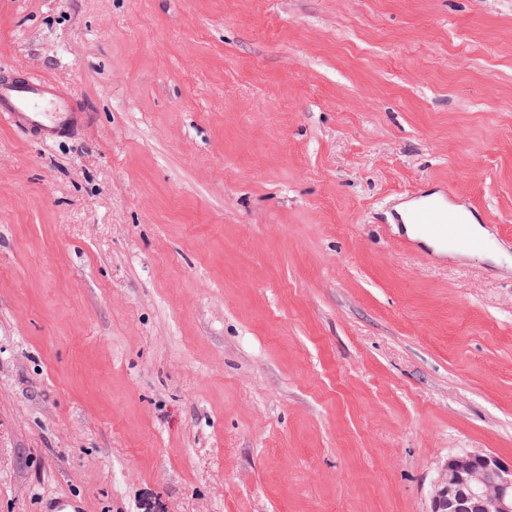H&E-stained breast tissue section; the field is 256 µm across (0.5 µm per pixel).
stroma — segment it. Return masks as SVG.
<instances>
[{
	"instance_id": "1",
	"label": "stroma",
	"mask_w": 512,
	"mask_h": 512,
	"mask_svg": "<svg viewBox=\"0 0 512 512\" xmlns=\"http://www.w3.org/2000/svg\"><path fill=\"white\" fill-rule=\"evenodd\" d=\"M0 512H428L512 459V0H0ZM430 183L488 250L430 262ZM66 95L55 94L53 86L42 81L0 77V119L12 126L37 132L47 141L77 126L82 112ZM386 224H411L420 235L433 242H448L467 248L480 256L487 247L485 240L473 235L472 225L483 222L482 211L472 203H462L444 185L422 188L409 198L388 209ZM428 512H512V461L485 451L449 456L437 470Z\"/></svg>"
}]
</instances>
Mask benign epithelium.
Segmentation results:
<instances>
[{
  "label": "benign epithelium",
  "mask_w": 512,
  "mask_h": 512,
  "mask_svg": "<svg viewBox=\"0 0 512 512\" xmlns=\"http://www.w3.org/2000/svg\"><path fill=\"white\" fill-rule=\"evenodd\" d=\"M429 512H512V461L485 451L448 457L433 481Z\"/></svg>",
  "instance_id": "obj_1"
}]
</instances>
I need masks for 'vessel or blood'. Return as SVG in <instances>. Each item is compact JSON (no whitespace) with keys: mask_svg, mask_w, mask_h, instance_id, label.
<instances>
[{"mask_svg":"<svg viewBox=\"0 0 512 512\" xmlns=\"http://www.w3.org/2000/svg\"><path fill=\"white\" fill-rule=\"evenodd\" d=\"M0 118L47 141L78 125L82 115L72 99L55 92L48 82L0 77ZM389 215L391 223L414 225L433 242L459 244L476 256L487 247L485 240L472 233L473 224L483 220L481 210L461 202L443 185L421 189L390 209Z\"/></svg>","mask_w":512,"mask_h":512,"instance_id":"b4317fda","label":"vessel or blood"}]
</instances>
